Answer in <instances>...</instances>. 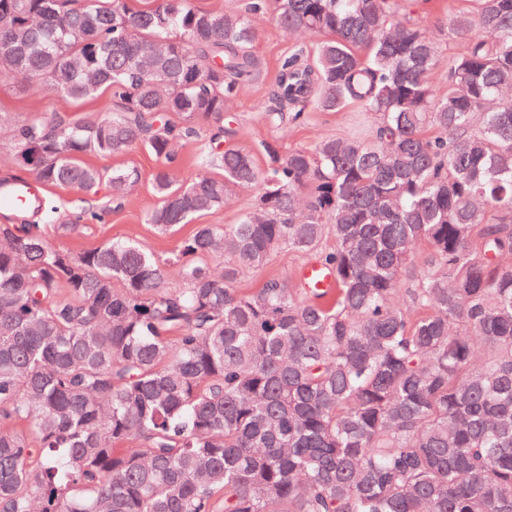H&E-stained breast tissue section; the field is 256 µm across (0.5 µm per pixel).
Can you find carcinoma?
Here are the masks:
<instances>
[{"instance_id": "1", "label": "carcinoma", "mask_w": 512, "mask_h": 512, "mask_svg": "<svg viewBox=\"0 0 512 512\" xmlns=\"http://www.w3.org/2000/svg\"><path fill=\"white\" fill-rule=\"evenodd\" d=\"M0 75L112 112L17 124L10 148L45 185L119 200L141 148L159 162L145 221L167 232L256 190L235 224L181 239L177 283L133 239L80 253L42 224H0V512H512V0L449 21L437 50L392 0H0ZM320 37L279 65L265 118L354 104L370 139L327 136L272 174L251 153L179 148L224 136L257 79L252 16ZM316 256L334 294L271 278ZM210 257L213 262L203 261ZM310 261L314 260L310 257L288 253L280 254L262 271L244 276L236 284V288L244 292H251L261 288L263 283L271 277L285 279L293 288H302L298 281L297 271L302 265Z\"/></svg>"}]
</instances>
